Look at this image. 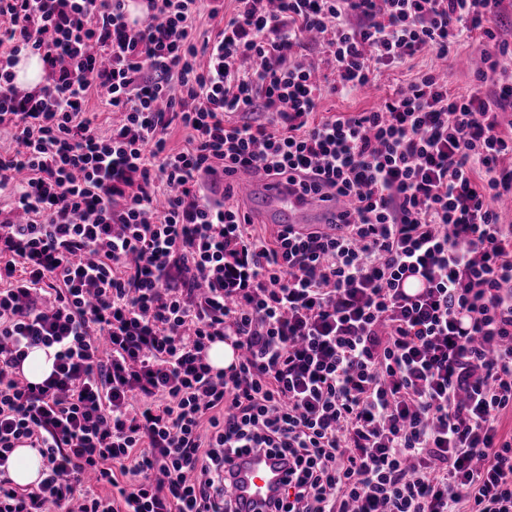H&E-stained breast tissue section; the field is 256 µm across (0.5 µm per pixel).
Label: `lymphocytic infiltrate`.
I'll return each instance as SVG.
<instances>
[{"label":"lymphocytic infiltrate","instance_id":"lymphocytic-infiltrate-1","mask_svg":"<svg viewBox=\"0 0 512 512\" xmlns=\"http://www.w3.org/2000/svg\"><path fill=\"white\" fill-rule=\"evenodd\" d=\"M224 2L0 0V469L43 463L0 477V512H239L224 465L251 451L288 467L273 512H512L504 0ZM470 38L463 93L430 70L318 112ZM240 171L350 207L265 235L229 202ZM218 341L242 360L213 369ZM15 82L27 87H36L44 77L43 63L37 55L21 56L14 68ZM436 65L433 57L420 54L399 68L382 69L377 72L373 84L366 91L350 96L326 94L321 103L322 115L326 112H362L376 107L388 93L407 84ZM53 350L45 348L32 349L21 366V372L31 382H42L52 371ZM42 460L37 450L17 448L8 462L9 477L18 486H30L37 482Z\"/></svg>","mask_w":512,"mask_h":512}]
</instances>
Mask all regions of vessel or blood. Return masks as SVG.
<instances>
[{
    "mask_svg": "<svg viewBox=\"0 0 512 512\" xmlns=\"http://www.w3.org/2000/svg\"><path fill=\"white\" fill-rule=\"evenodd\" d=\"M246 199L261 198L263 215L270 224H291L298 228L320 227L335 223L344 204L336 198L315 194H291L283 179L257 176L246 182L242 191ZM233 477L230 491L241 512L267 502L285 477L277 460L253 452L233 458L228 465Z\"/></svg>",
    "mask_w": 512,
    "mask_h": 512,
    "instance_id": "b4317fda",
    "label": "vessel or blood"
}]
</instances>
